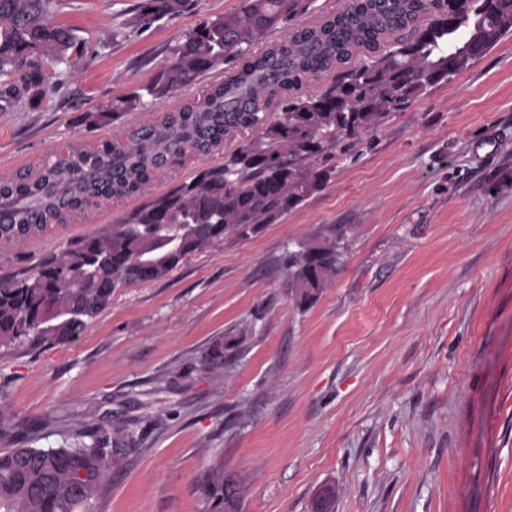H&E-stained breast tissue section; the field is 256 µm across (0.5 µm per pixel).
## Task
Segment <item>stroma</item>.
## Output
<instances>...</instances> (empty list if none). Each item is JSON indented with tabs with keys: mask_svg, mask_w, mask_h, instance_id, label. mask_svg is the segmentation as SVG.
Returning a JSON list of instances; mask_svg holds the SVG:
<instances>
[{
	"mask_svg": "<svg viewBox=\"0 0 512 512\" xmlns=\"http://www.w3.org/2000/svg\"><path fill=\"white\" fill-rule=\"evenodd\" d=\"M62 3L54 19L85 52L41 104L0 110V179L65 144L105 152L139 120L201 101L219 72L109 123L84 119L150 84L170 47L239 6L191 0L141 28L137 0ZM255 135L186 153L147 193L71 214L22 248L0 244V281ZM331 164L320 192L258 234L117 289L76 339L0 346V448L27 434L56 448L75 428L142 434L89 512H209L201 481L219 460L243 512H311L323 486L335 512H512V33ZM329 227L343 234V265L300 308L278 259ZM228 333L242 339L237 361L202 369Z\"/></svg>",
	"mask_w": 512,
	"mask_h": 512,
	"instance_id": "1",
	"label": "stroma"
}]
</instances>
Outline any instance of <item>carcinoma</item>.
Returning a JSON list of instances; mask_svg holds the SVG:
<instances>
[{"label":"carcinoma","mask_w":512,"mask_h":512,"mask_svg":"<svg viewBox=\"0 0 512 512\" xmlns=\"http://www.w3.org/2000/svg\"><path fill=\"white\" fill-rule=\"evenodd\" d=\"M187 0H139L138 24L149 26L180 12ZM61 0H0V101L40 103L55 90L42 60L67 67L80 55L75 30L52 21ZM309 8V0H240L238 9L201 23L170 49L169 62L142 91L118 100L116 119L186 86L210 70L224 79L206 99L165 112L134 146L113 145L103 154H77L44 166L23 181L1 180L0 200L36 206L39 231L63 224L73 212L113 196L144 192L174 153L218 151L234 129L259 134L188 182L115 220L100 234L77 241L22 280L0 283V346L22 337L34 344L62 343L49 323L72 315L80 332L109 303L112 293L157 280L178 267L166 241L180 239L191 255L212 241L245 238L298 207L329 182L333 151L347 150L376 132L394 112L428 89L471 67L512 32V0H348L343 11L266 46L254 45L270 30ZM415 27V37L376 60L343 73L321 93L301 96L303 83L346 64L359 51L376 52L394 33ZM228 69H223L226 64ZM280 95L281 114L267 113L263 85ZM281 262L301 303L311 305L336 276L343 252L336 229L305 238ZM148 253L145 268L139 260ZM240 339L214 340L201 357L216 370L237 353ZM61 448L35 446L33 435L17 448L0 449V512H85L110 481L120 457L110 446L136 450L142 438L126 429L91 434ZM211 512H224L230 491L224 463L202 482Z\"/></svg>","instance_id":"carcinoma-1"}]
</instances>
